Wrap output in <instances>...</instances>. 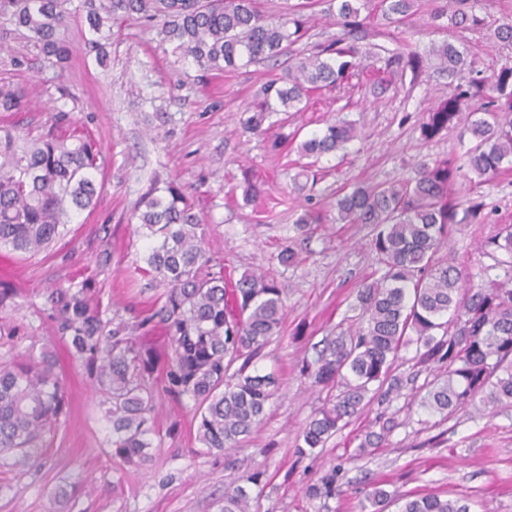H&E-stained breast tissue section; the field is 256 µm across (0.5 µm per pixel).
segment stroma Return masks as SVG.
I'll return each instance as SVG.
<instances>
[{"mask_svg":"<svg viewBox=\"0 0 512 512\" xmlns=\"http://www.w3.org/2000/svg\"><path fill=\"white\" fill-rule=\"evenodd\" d=\"M435 7V0H422L421 9L401 21L375 18L362 48L396 49L404 31L418 29L419 48L447 40L469 50L483 69L512 59V51L489 36L460 32L444 18L431 21ZM68 37L71 58L61 71L0 19V79L23 87L28 100L24 112L0 113V125L35 138L65 112L100 155L97 204L74 216L62 241L34 256L0 249V291L9 294L0 303V362L32 348L52 351L70 399L66 418L45 434L38 463L0 467V512H222L224 489L233 485L244 486L250 512H398L394 502L370 503L379 484L400 495H466L476 512H512V406L491 417L424 412L419 400L434 374L414 367L411 347L395 366L405 384L400 395L373 400L314 454L296 451L324 399L302 374V362L325 336L350 324L358 288L383 273L369 247V226L336 223L335 200L359 185L414 177L424 156L465 153L471 138L460 130L431 143L420 138L423 114L453 90L448 77L430 70L415 81L392 75L389 92L376 103L366 87L382 75L385 61L364 60L349 83L312 91L305 111L272 114V122L295 137L274 155L264 137L243 132L239 120L280 68L256 64L214 74L180 59L144 21L114 24L103 62L77 28ZM343 114L361 121L364 140L349 144L347 154L321 158L312 168L313 184H306L298 142ZM248 178L264 187L249 206L242 201ZM171 180L187 188L203 219L205 245L226 270L237 276L264 271L289 286L282 332L253 363L273 374L279 389L242 450L226 454L197 441L191 401L163 398L152 458L133 466L114 454L107 406L69 357L48 295L89 280L93 306L115 323L134 322L160 305L163 288L141 270L146 241L132 215L153 182ZM453 189L492 203L499 223L512 224V172L484 182L460 176ZM307 208L320 212L321 221L308 241L296 243V263L281 265L276 256ZM484 237L478 226L461 224L449 242L456 265L475 285L493 263ZM387 421L392 429L379 447L357 455L367 432ZM330 472L335 496L308 498L307 487Z\"/></svg>","mask_w":512,"mask_h":512,"instance_id":"35a3bbf8","label":"stroma"}]
</instances>
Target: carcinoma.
<instances>
[{"label": "carcinoma", "instance_id": "obj_1", "mask_svg": "<svg viewBox=\"0 0 512 512\" xmlns=\"http://www.w3.org/2000/svg\"><path fill=\"white\" fill-rule=\"evenodd\" d=\"M67 0H0V18L28 33L34 47L63 69L70 60L66 39L72 21ZM371 0H338L336 37L297 59L288 75L257 90V102L243 119L245 131L264 134L273 112H301L314 88L334 87L361 65L357 46ZM477 0H446L432 16L449 17L455 29L485 32L512 50V14L490 21L476 13ZM417 0H378L388 20L409 14ZM81 34L97 58L106 57L112 24L136 17L157 22L161 43L207 71H233L271 62L303 36L310 22L307 2L290 3L277 18L260 14L256 0H80ZM417 32H408L389 52L390 72L425 68L461 80L454 93L425 113L421 139L429 143L465 125L474 144L461 163L427 156L416 176L390 184L358 186L336 198V222L367 224L370 247L383 269L363 283L351 305L356 326L323 341L303 365L311 384L326 392L324 406L308 421L297 453L311 454L352 419L380 391L400 392L391 376L401 351L416 345L415 364L436 373L420 399L432 415L461 410L489 413L512 405V224H497L486 204L454 196L451 187L466 171L490 180L512 164V65L488 77L450 42L416 50ZM22 88L0 82V112H22ZM361 138L359 122L342 118L302 141L303 157L346 149ZM99 153L89 141L54 129L38 138L0 127V245L36 255L66 235L72 216L90 209L97 196ZM147 242L143 271L164 288L160 306L133 326L109 329L90 306L88 281L50 292L70 353L108 404L112 447L134 465L150 461L157 402L163 395L193 402L196 437L204 448L226 452L241 447L261 423L275 397L270 374L250 369L254 359L280 334L287 290L263 272L234 280L205 247L202 218L183 186L150 189L134 215ZM458 224L493 225L483 244L492 248V269L500 274L475 287L467 284L447 248ZM162 332L167 360L142 337ZM68 396L57 374V359L46 351L0 362V455L16 454L35 463L43 435L67 415ZM223 512H249L241 487L224 491ZM400 512H471L465 497L437 494L404 497Z\"/></svg>", "mask_w": 512, "mask_h": 512}]
</instances>
